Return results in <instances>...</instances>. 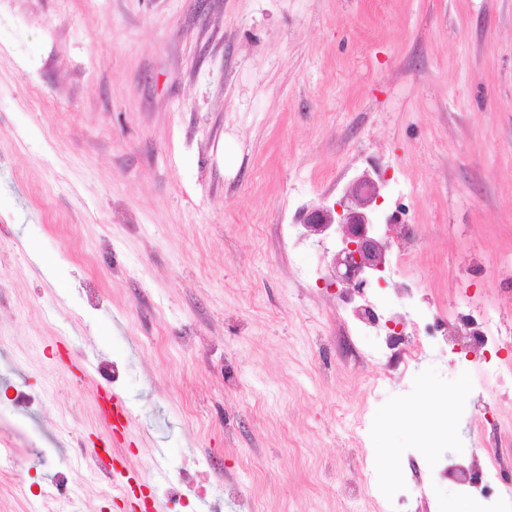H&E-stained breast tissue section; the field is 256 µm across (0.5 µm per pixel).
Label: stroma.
<instances>
[{"instance_id": "obj_1", "label": "stroma", "mask_w": 512, "mask_h": 512, "mask_svg": "<svg viewBox=\"0 0 512 512\" xmlns=\"http://www.w3.org/2000/svg\"><path fill=\"white\" fill-rule=\"evenodd\" d=\"M366 172L418 239L387 293L445 314L465 282L512 330V0H0V512L61 474L130 512L142 470L202 487L183 512H439L461 484L387 419L444 403L437 454L494 453L512 512V352L386 372L310 271L333 240L276 230ZM108 388L132 424L98 472Z\"/></svg>"}]
</instances>
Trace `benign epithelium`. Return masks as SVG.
I'll use <instances>...</instances> for the list:
<instances>
[{
	"label": "benign epithelium",
	"mask_w": 512,
	"mask_h": 512,
	"mask_svg": "<svg viewBox=\"0 0 512 512\" xmlns=\"http://www.w3.org/2000/svg\"><path fill=\"white\" fill-rule=\"evenodd\" d=\"M351 206L336 203L317 206L303 214L300 223L314 235H323L333 226L342 227L341 246L331 257L332 275L328 286L364 290L374 273L384 266L388 244L376 235L370 212L377 204L379 189L369 176L357 180Z\"/></svg>",
	"instance_id": "1"
}]
</instances>
